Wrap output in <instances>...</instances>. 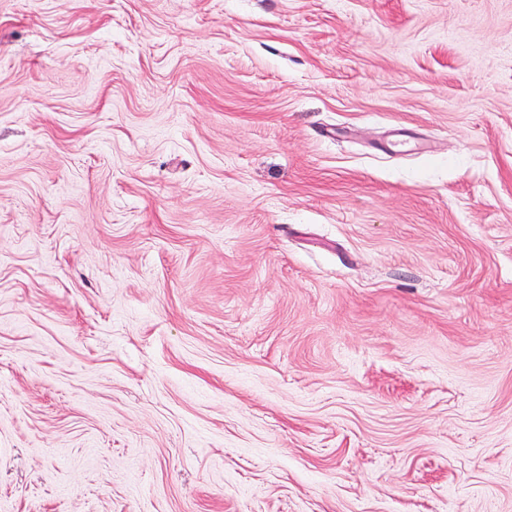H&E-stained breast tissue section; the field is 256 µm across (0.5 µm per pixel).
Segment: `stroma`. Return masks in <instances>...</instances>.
<instances>
[{
    "mask_svg": "<svg viewBox=\"0 0 512 512\" xmlns=\"http://www.w3.org/2000/svg\"><path fill=\"white\" fill-rule=\"evenodd\" d=\"M0 512H512V0H0Z\"/></svg>",
    "mask_w": 512,
    "mask_h": 512,
    "instance_id": "1",
    "label": "stroma"
}]
</instances>
